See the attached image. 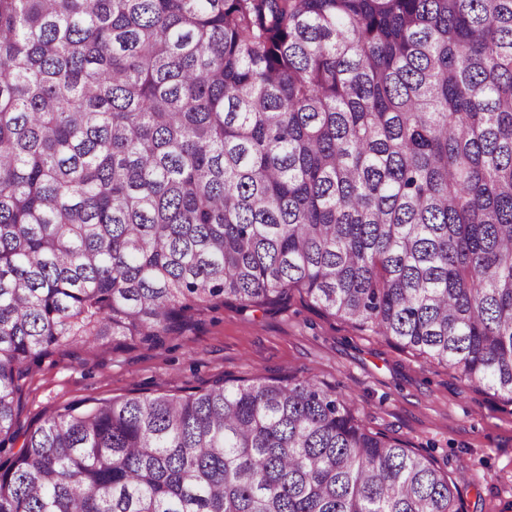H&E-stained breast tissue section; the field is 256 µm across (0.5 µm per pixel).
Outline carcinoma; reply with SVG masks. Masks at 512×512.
I'll return each mask as SVG.
<instances>
[{
    "instance_id": "carcinoma-1",
    "label": "carcinoma",
    "mask_w": 512,
    "mask_h": 512,
    "mask_svg": "<svg viewBox=\"0 0 512 512\" xmlns=\"http://www.w3.org/2000/svg\"><path fill=\"white\" fill-rule=\"evenodd\" d=\"M296 294L512 404V0H0V512H463L295 375L7 451L60 348Z\"/></svg>"
}]
</instances>
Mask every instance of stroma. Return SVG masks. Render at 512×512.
I'll use <instances>...</instances> for the list:
<instances>
[{"instance_id": "stroma-1", "label": "stroma", "mask_w": 512, "mask_h": 512, "mask_svg": "<svg viewBox=\"0 0 512 512\" xmlns=\"http://www.w3.org/2000/svg\"><path fill=\"white\" fill-rule=\"evenodd\" d=\"M288 371L351 395L373 431L429 455L449 475L468 473L464 512H512V405L298 297L268 312L215 305L159 348L129 340L115 351L44 358L27 379L18 426L37 427L81 400L181 394L224 377Z\"/></svg>"}]
</instances>
